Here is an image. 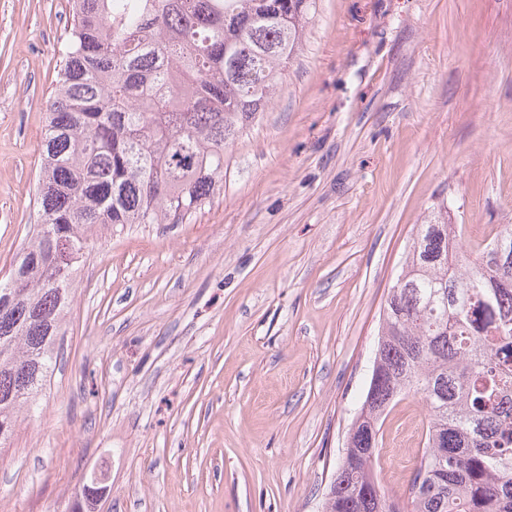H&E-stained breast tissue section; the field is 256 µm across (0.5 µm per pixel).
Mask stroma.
I'll return each instance as SVG.
<instances>
[{"label":"stroma","mask_w":512,"mask_h":512,"mask_svg":"<svg viewBox=\"0 0 512 512\" xmlns=\"http://www.w3.org/2000/svg\"><path fill=\"white\" fill-rule=\"evenodd\" d=\"M68 0H0V277L39 221ZM512 224V0H316L224 184L180 224L94 229L40 412L0 450V512H323L382 310L438 208ZM409 393L375 471L405 496ZM95 473V472H94ZM92 473L86 484L83 485L81 496L73 504L72 512L93 511V506L103 496L107 490L104 480L92 476Z\"/></svg>","instance_id":"stroma-1"}]
</instances>
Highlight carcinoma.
Segmentation results:
<instances>
[{
	"label": "carcinoma",
	"mask_w": 512,
	"mask_h": 512,
	"mask_svg": "<svg viewBox=\"0 0 512 512\" xmlns=\"http://www.w3.org/2000/svg\"><path fill=\"white\" fill-rule=\"evenodd\" d=\"M314 0H72L42 143L40 223L0 279V446L51 373L88 232L178 224L214 195L224 150L269 102ZM443 213L419 225L383 308L371 377L324 512H512V264ZM429 409L407 502L373 469L401 396ZM107 490L89 477L71 512Z\"/></svg>",
	"instance_id": "cac0c4a2"
}]
</instances>
